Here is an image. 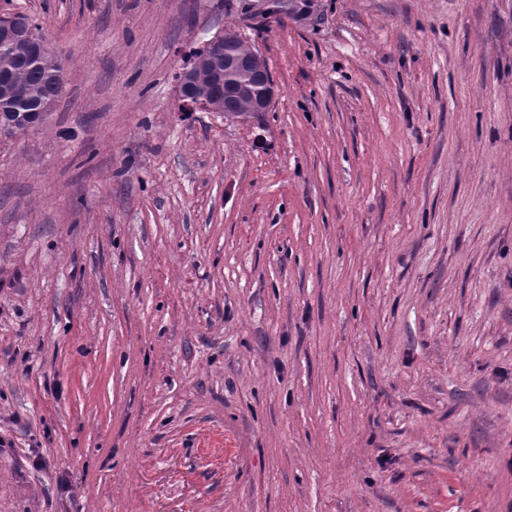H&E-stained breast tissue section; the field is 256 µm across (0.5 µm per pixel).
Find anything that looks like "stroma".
<instances>
[{
    "instance_id": "obj_1",
    "label": "stroma",
    "mask_w": 512,
    "mask_h": 512,
    "mask_svg": "<svg viewBox=\"0 0 512 512\" xmlns=\"http://www.w3.org/2000/svg\"><path fill=\"white\" fill-rule=\"evenodd\" d=\"M0 0V512H512V0ZM270 112H183L222 28ZM252 10L263 21L288 17V0H250ZM15 18H19L28 22L31 26L24 27L17 23ZM12 17H0V37L3 40H18L20 38L29 39L34 45L35 57L38 59H47L54 57L55 53L52 51L50 43L40 34L35 31L38 30V25L29 18L18 15ZM35 30H33V29ZM27 49L24 43H19L15 49L0 45V97L2 87L7 83L11 88L18 89L17 98L13 104L17 112L4 113V130L0 134L13 136L24 133L43 124L47 115L39 112H29L37 105L48 104L53 112L61 96L64 84V69L60 63V74L55 66V75L50 68L30 63L27 60ZM7 75V77H6Z\"/></svg>"
}]
</instances>
